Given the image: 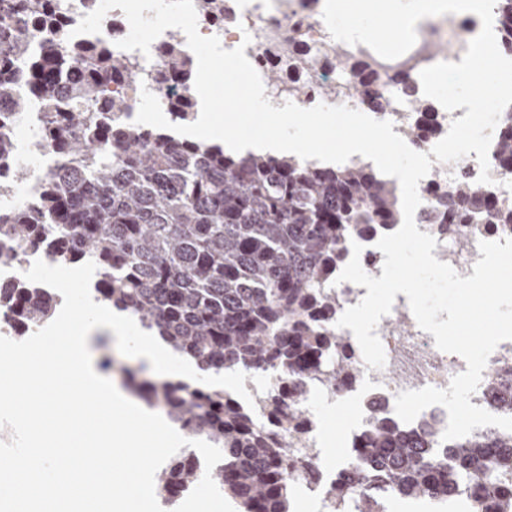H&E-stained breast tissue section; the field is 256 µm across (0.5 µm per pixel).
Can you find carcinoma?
<instances>
[{"instance_id": "obj_1", "label": "carcinoma", "mask_w": 512, "mask_h": 512, "mask_svg": "<svg viewBox=\"0 0 512 512\" xmlns=\"http://www.w3.org/2000/svg\"><path fill=\"white\" fill-rule=\"evenodd\" d=\"M58 0H0V117L17 118L32 103L45 112L41 139L61 165L42 176L37 210L0 214V264L15 260L2 241L51 246L63 264L97 266L96 299L136 318L142 328L203 372L241 371L278 377L258 417L230 393L191 380H139L129 387L151 407L195 437L224 450L212 477L241 512H292L293 482L316 474L304 382L355 385L361 370L343 337L328 323L336 297L322 283L336 279L353 236L387 233L401 223L398 190L369 164L319 166L295 157L224 151L170 133L120 121L127 98L112 86L135 85L140 73L102 45L69 43ZM503 41L512 44V0H496ZM48 31L38 55L35 29ZM302 51L290 39L272 51L281 67ZM348 69L362 101L386 108L378 86L385 76L362 60H336ZM191 59L177 45L163 57L162 83L173 90L175 119L193 116L196 91ZM414 137L440 134L434 100L414 93ZM498 166L512 170V125L498 135ZM0 168L18 179L13 140L0 122ZM429 219L455 224L466 247L465 225L511 224L512 206L465 176L435 193ZM57 293L38 283L0 287V315L24 339L56 311ZM509 393L497 404L512 415V361L495 371ZM293 433L294 446L270 434ZM344 468L328 489L331 512L353 498L357 512H387L392 496L446 504L468 487L488 499L471 512H512V435L472 434L438 447L436 423L406 431L377 417L352 440ZM199 458H170L157 475L168 504L198 484Z\"/></svg>"}]
</instances>
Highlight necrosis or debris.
Listing matches in <instances>:
<instances>
[{"label":"necrosis or debris","mask_w":512,"mask_h":512,"mask_svg":"<svg viewBox=\"0 0 512 512\" xmlns=\"http://www.w3.org/2000/svg\"><path fill=\"white\" fill-rule=\"evenodd\" d=\"M324 0H224V16L216 18L214 12L198 10V30L202 35L218 37L223 48L230 50L244 47L245 55L259 75H266L275 66L272 49L286 39H294L305 50L297 65L300 76L311 88L307 97L295 98L292 83L281 79L276 84H266L265 95L275 107H283L293 100L298 106L310 108L318 103L345 105L361 109L349 77L333 67L336 57L350 60L365 59L384 73L401 72L410 84L420 86V72L438 63L439 57L432 49L433 43L450 42L456 50L452 62H461L467 45L481 30L479 17L472 13L445 14L428 18L417 29L413 48L394 60L380 58L365 45L350 46L335 41L322 19ZM186 37L178 29L162 33L151 45L149 54L140 51L126 52L125 57L137 64L141 73V87L128 89L129 109L123 114L126 124H134L140 102L141 89L150 90L159 100L163 111H170L172 92L160 79L163 51L171 43L185 44ZM44 115L34 111L25 113L23 119L10 127L18 162L27 165L30 176L26 181H13L8 173L0 174V213L26 207L37 209L39 180L44 172L55 168L60 157L44 148L40 130ZM480 167L475 156H467L455 163H433L430 173L418 185L421 204L415 212L419 231L432 235L437 246L434 256L452 266L461 277L471 276L473 266L480 259V241H498L512 238V226L475 224L471 227L467 251H459L450 225L428 223L426 215L434 194L447 189L457 176L477 178ZM16 262L0 265V285L8 287L23 280L24 273L35 260L54 265L57 255L42 245H16ZM393 314L404 316L402 329L392 328L390 316L382 317L376 332L383 344L386 364L382 369H364L365 389L361 393L357 426H364L374 414L394 415L395 398L405 390L426 386L448 388L451 378L466 371L467 364L456 354L440 351L433 335L422 331L410 310L406 295L395 297Z\"/></svg>","instance_id":"necrosis-or-debris-1"}]
</instances>
